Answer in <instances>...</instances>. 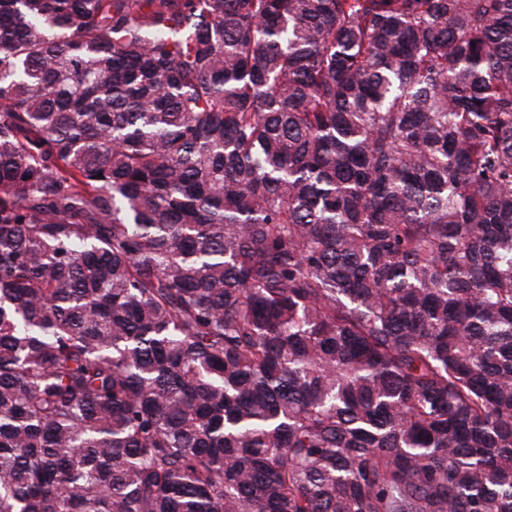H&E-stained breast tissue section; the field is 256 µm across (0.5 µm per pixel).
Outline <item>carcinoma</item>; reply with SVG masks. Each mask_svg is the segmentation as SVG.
I'll return each instance as SVG.
<instances>
[{"label":"carcinoma","instance_id":"obj_1","mask_svg":"<svg viewBox=\"0 0 512 512\" xmlns=\"http://www.w3.org/2000/svg\"><path fill=\"white\" fill-rule=\"evenodd\" d=\"M0 512H512V0H0Z\"/></svg>","mask_w":512,"mask_h":512}]
</instances>
